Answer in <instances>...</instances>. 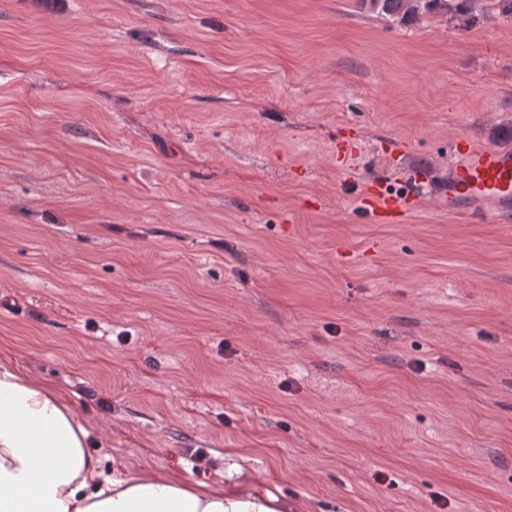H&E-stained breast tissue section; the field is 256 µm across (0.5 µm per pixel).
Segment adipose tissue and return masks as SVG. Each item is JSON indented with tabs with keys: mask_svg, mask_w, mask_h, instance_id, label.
Wrapping results in <instances>:
<instances>
[{
	"mask_svg": "<svg viewBox=\"0 0 512 512\" xmlns=\"http://www.w3.org/2000/svg\"><path fill=\"white\" fill-rule=\"evenodd\" d=\"M62 392L0 361V512H288L272 493L179 476L104 474Z\"/></svg>",
	"mask_w": 512,
	"mask_h": 512,
	"instance_id": "adipose-tissue-1",
	"label": "adipose tissue"
}]
</instances>
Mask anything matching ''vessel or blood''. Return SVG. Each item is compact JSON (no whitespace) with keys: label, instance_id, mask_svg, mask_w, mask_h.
I'll list each match as a JSON object with an SVG mask.
<instances>
[{"label":"vessel or blood","instance_id":"obj_1","mask_svg":"<svg viewBox=\"0 0 512 512\" xmlns=\"http://www.w3.org/2000/svg\"><path fill=\"white\" fill-rule=\"evenodd\" d=\"M454 152L458 161L440 183V205L449 213L479 219L511 212L512 147H478L462 138ZM409 204V195L390 191L377 181L368 183L362 198L363 209L381 219L404 214Z\"/></svg>","mask_w":512,"mask_h":512}]
</instances>
